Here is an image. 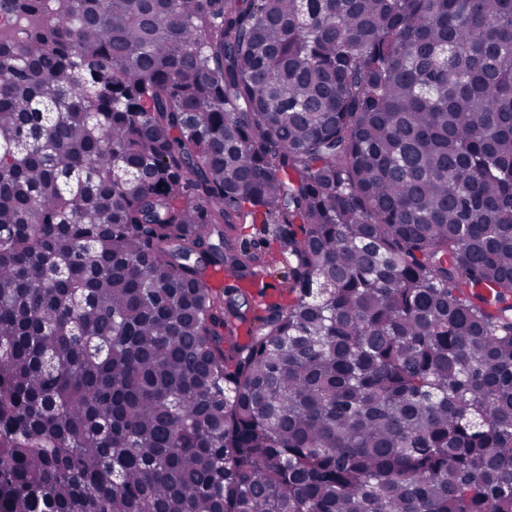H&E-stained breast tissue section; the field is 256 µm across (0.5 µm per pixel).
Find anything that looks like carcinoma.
<instances>
[{"instance_id": "cac0c4a2", "label": "carcinoma", "mask_w": 512, "mask_h": 512, "mask_svg": "<svg viewBox=\"0 0 512 512\" xmlns=\"http://www.w3.org/2000/svg\"><path fill=\"white\" fill-rule=\"evenodd\" d=\"M0 512H512V0H0Z\"/></svg>"}]
</instances>
